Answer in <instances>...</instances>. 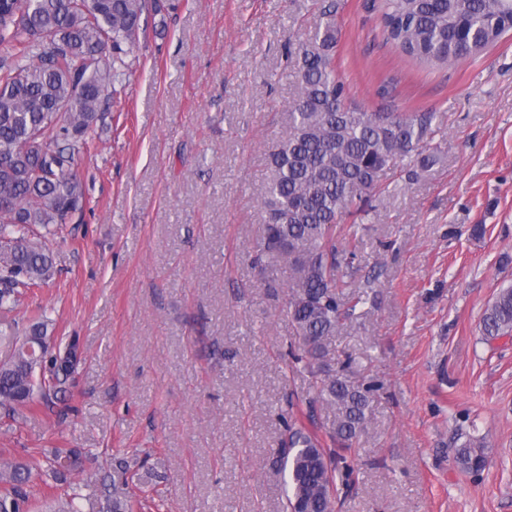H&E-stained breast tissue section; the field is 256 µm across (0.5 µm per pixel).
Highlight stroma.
Returning a JSON list of instances; mask_svg holds the SVG:
<instances>
[{"instance_id": "obj_1", "label": "stroma", "mask_w": 512, "mask_h": 512, "mask_svg": "<svg viewBox=\"0 0 512 512\" xmlns=\"http://www.w3.org/2000/svg\"><path fill=\"white\" fill-rule=\"evenodd\" d=\"M322 0H156L125 87L78 159L88 203L51 237L55 275L0 323L46 313L77 358L50 405L9 418L0 459L84 454L70 483L33 477L34 506L102 502L126 463L133 512H284L277 451L293 416L331 447L333 412L297 362L284 270L258 258L269 154L296 95L286 47ZM336 73L368 112H432L439 162L384 172L345 279L368 293L331 367L374 383L337 512H512V339L481 335L512 283V32L448 66L387 42L372 0H338ZM482 225V236L472 234ZM485 438L460 472L456 430ZM464 438L463 441H459ZM487 445L461 429L453 438L452 450L457 467L465 474L479 476L488 465Z\"/></svg>"}]
</instances>
